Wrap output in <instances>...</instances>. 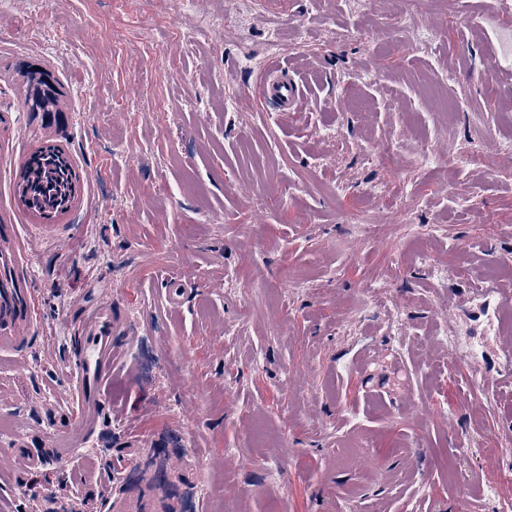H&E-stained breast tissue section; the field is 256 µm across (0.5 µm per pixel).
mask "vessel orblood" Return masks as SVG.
I'll list each match as a JSON object with an SVG mask.
<instances>
[{"label":"vessel or blood","mask_w":512,"mask_h":512,"mask_svg":"<svg viewBox=\"0 0 512 512\" xmlns=\"http://www.w3.org/2000/svg\"><path fill=\"white\" fill-rule=\"evenodd\" d=\"M260 95L266 102L273 104L277 111L293 112L297 109L298 87L287 66H273L264 76ZM20 305L0 313V347L13 349L27 342L32 328L33 315L27 304V289H18ZM120 325L109 311H102L91 318L85 327V349L83 369L79 378L78 395L82 406V423H91L96 400L93 396L98 386L103 364L115 358L112 336Z\"/></svg>","instance_id":"b4317fda"}]
</instances>
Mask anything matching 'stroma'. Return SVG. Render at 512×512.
Returning <instances> with one entry per match:
<instances>
[{
	"label": "stroma",
	"instance_id": "1",
	"mask_svg": "<svg viewBox=\"0 0 512 512\" xmlns=\"http://www.w3.org/2000/svg\"><path fill=\"white\" fill-rule=\"evenodd\" d=\"M397 11L0 0V236L35 303L30 342L0 350V453L50 450L0 471V512H99L110 449L162 441L186 481L178 512L512 503L501 305L475 295L512 264V20L489 0ZM273 57L299 111L256 93ZM22 62L62 84L63 126L30 121ZM49 140L80 183L47 224L15 189ZM104 308L127 331L86 427L71 393ZM452 466L494 497L462 498Z\"/></svg>",
	"mask_w": 512,
	"mask_h": 512
}]
</instances>
